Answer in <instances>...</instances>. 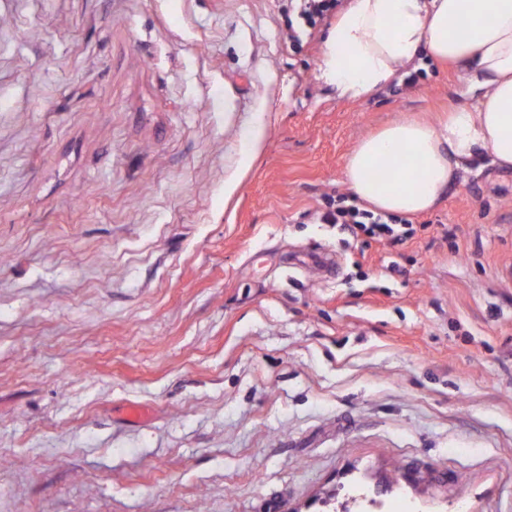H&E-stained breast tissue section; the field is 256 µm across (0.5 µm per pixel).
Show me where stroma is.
Returning <instances> with one entry per match:
<instances>
[{
	"label": "stroma",
	"mask_w": 512,
	"mask_h": 512,
	"mask_svg": "<svg viewBox=\"0 0 512 512\" xmlns=\"http://www.w3.org/2000/svg\"><path fill=\"white\" fill-rule=\"evenodd\" d=\"M289 4L0 0V512H512V171L349 245L357 142L471 92L339 97ZM340 196L329 204V210L324 213L322 219L325 224H340L351 230L354 240L360 236L370 239L389 237L393 241L409 239L414 234L412 224L405 223L404 227L395 228L385 221L382 216H375L371 211L360 208L352 199Z\"/></svg>",
	"instance_id": "stroma-1"
}]
</instances>
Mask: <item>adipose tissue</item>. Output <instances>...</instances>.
Wrapping results in <instances>:
<instances>
[{
	"instance_id": "obj_1",
	"label": "adipose tissue",
	"mask_w": 512,
	"mask_h": 512,
	"mask_svg": "<svg viewBox=\"0 0 512 512\" xmlns=\"http://www.w3.org/2000/svg\"><path fill=\"white\" fill-rule=\"evenodd\" d=\"M422 52L463 65L480 93L437 120L398 118L359 140L343 184L383 214L433 209L459 172L482 159L512 170V0H349L318 77L358 100Z\"/></svg>"
}]
</instances>
